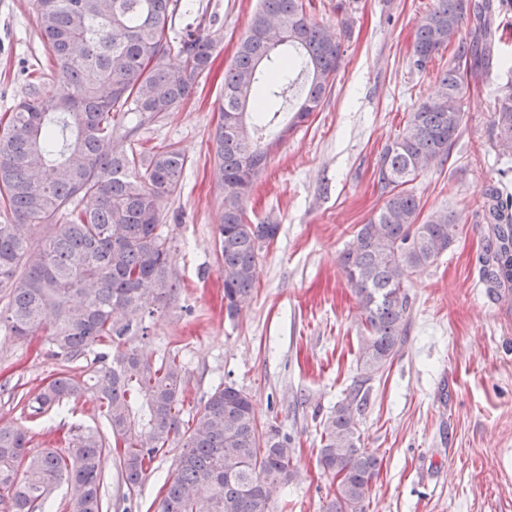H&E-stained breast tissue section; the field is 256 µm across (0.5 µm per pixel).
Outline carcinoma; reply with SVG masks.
<instances>
[{
	"label": "carcinoma",
	"instance_id": "carcinoma-1",
	"mask_svg": "<svg viewBox=\"0 0 512 512\" xmlns=\"http://www.w3.org/2000/svg\"><path fill=\"white\" fill-rule=\"evenodd\" d=\"M502 0H437L419 22L412 64L418 70L442 49L453 60L436 94L409 113L378 162L384 195L357 231V246L341 254L345 277L360 301L365 375L336 406L321 437L319 463L336 480L324 512H366L379 470L375 452L361 446L357 416L367 402V374L380 371L407 326L413 274L433 265L454 242L458 217L438 210L419 221L412 189L422 174L448 160L463 122L468 76L492 65L496 16ZM34 16L56 75L44 76L10 112L0 130V208L14 223L0 224V287L9 300L0 323L17 337L40 336L60 370L24 403L29 416L86 398L104 416L110 436L79 429L60 452L30 451L29 426L0 425V512H51L52 493L67 485L64 512H103L102 459L118 458L129 498L158 456L181 441L174 476L163 484L156 512H269L277 488L292 475L291 439L274 426L259 428L250 397L218 386L183 420L184 369L177 356L153 360L130 345L147 299L180 288L160 231L163 202L177 189L188 160L172 146L148 156L116 144L131 112L155 116L178 108L211 68L217 41L206 13L175 36L190 12L182 0H33ZM476 24L460 35L465 16ZM288 46L277 59L269 37ZM340 37L314 21L305 0H260L224 72L220 114L244 121L217 123L213 158L223 194L217 257L224 308L235 317L248 301L264 248L279 225L249 221L246 203L272 142L306 122L331 92L341 57ZM175 55L180 64L171 66ZM265 97L255 95L259 85ZM298 103L288 127L284 106ZM497 147L512 153V90L495 98ZM489 228L482 280L499 295L512 293V196L498 189L483 202ZM49 235L35 246L28 229ZM123 311L126 322L114 319ZM104 345L86 376L69 364Z\"/></svg>",
	"mask_w": 512,
	"mask_h": 512
}]
</instances>
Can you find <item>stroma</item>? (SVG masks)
I'll list each match as a JSON object with an SVG mask.
<instances>
[{"mask_svg":"<svg viewBox=\"0 0 512 512\" xmlns=\"http://www.w3.org/2000/svg\"><path fill=\"white\" fill-rule=\"evenodd\" d=\"M32 2L0 0V117L27 96L29 72L47 65ZM194 3L221 39L210 73L179 108L145 123L134 113L123 120L134 131L123 147L170 145L189 162L164 203L169 272L180 288L144 316L147 334L133 344L156 360L182 357L191 405L222 383L247 393L260 426L278 427L296 447L294 475L272 512H321L334 492L317 461L323 427L362 372L361 314L340 255L383 203L382 148L434 94L451 52L439 51L422 72L411 63L416 24L435 0H310L312 18L340 36L341 61L320 111L274 148L249 195L252 223L278 225L279 233L249 303L231 320L214 252L224 206L212 138L224 71L258 0ZM499 36L506 66L476 78L450 160L413 184L423 214L447 209L460 222L448 251L412 276L404 338L367 383L356 428L382 462L367 512H512V300L490 293L478 274L484 195L499 184L512 194V154L492 135L495 96L512 86V7ZM57 367L42 340L0 326V423L19 421L15 393L35 394ZM31 425L38 452L105 422L81 399ZM174 460L171 452L157 458L127 502L115 458L105 457L109 512H147Z\"/></svg>","mask_w":512,"mask_h":512,"instance_id":"stroma-1","label":"stroma"}]
</instances>
